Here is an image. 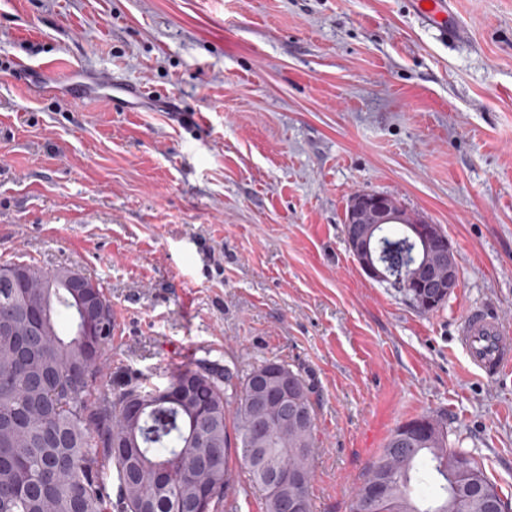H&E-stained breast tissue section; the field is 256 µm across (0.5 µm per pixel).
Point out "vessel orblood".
<instances>
[{"label": "vessel or blood", "mask_w": 512, "mask_h": 512, "mask_svg": "<svg viewBox=\"0 0 512 512\" xmlns=\"http://www.w3.org/2000/svg\"><path fill=\"white\" fill-rule=\"evenodd\" d=\"M419 15L439 22L447 39L463 38L464 30L448 0H416ZM456 341L480 376L499 379L512 371V326L492 307L468 309L459 324Z\"/></svg>", "instance_id": "vessel-or-blood-1"}]
</instances>
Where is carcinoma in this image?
<instances>
[{"label":"carcinoma","instance_id":"cac0c4a2","mask_svg":"<svg viewBox=\"0 0 512 512\" xmlns=\"http://www.w3.org/2000/svg\"><path fill=\"white\" fill-rule=\"evenodd\" d=\"M378 259L397 273L413 260L415 241L401 225L379 227ZM24 269L29 287L12 281ZM49 273L26 261L0 263V512H240L248 488L264 495V512H286L273 492L267 465L303 473L304 512H312L309 484L317 448L313 389L301 370L267 359L247 369L234 357L199 359L169 378L197 376L181 404L148 405L138 419L130 408L153 387L128 382L108 391L102 370L112 341V305L95 285L104 318L88 317L83 335L69 289L45 281ZM417 310V289L393 281ZM275 364L288 375L303 424L281 418L262 400L256 379ZM115 472L116 496L108 487ZM481 483L501 512L508 502L466 451L450 447L448 426L422 414L400 424L368 467L349 512H363L371 493L378 512H491L472 496L465 476Z\"/></svg>","mask_w":512,"mask_h":512}]
</instances>
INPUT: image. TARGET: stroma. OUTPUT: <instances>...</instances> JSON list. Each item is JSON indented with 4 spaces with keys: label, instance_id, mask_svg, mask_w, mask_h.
<instances>
[{
    "label": "stroma",
    "instance_id": "obj_1",
    "mask_svg": "<svg viewBox=\"0 0 512 512\" xmlns=\"http://www.w3.org/2000/svg\"><path fill=\"white\" fill-rule=\"evenodd\" d=\"M0 0V262L76 268L112 303L105 385L185 353L299 366L317 400L314 512H349L402 422L448 421L512 503V375L455 341L512 323V0ZM76 63L88 100L18 73ZM438 225L459 286L422 313L345 241L351 196ZM419 15L425 19H434L440 23V31L447 39L456 40L464 37V30L447 0H415ZM430 3V7L426 6ZM469 364L480 376L498 380L512 371V327L493 307L468 309L456 336Z\"/></svg>",
    "mask_w": 512,
    "mask_h": 512
}]
</instances>
